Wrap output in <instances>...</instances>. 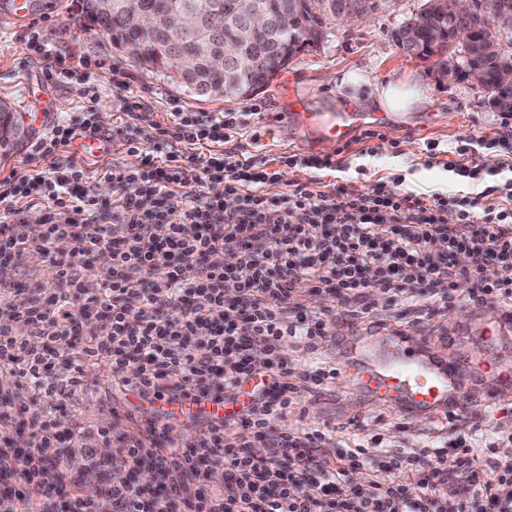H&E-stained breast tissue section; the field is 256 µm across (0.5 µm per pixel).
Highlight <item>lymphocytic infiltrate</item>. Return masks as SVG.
<instances>
[{
  "mask_svg": "<svg viewBox=\"0 0 512 512\" xmlns=\"http://www.w3.org/2000/svg\"><path fill=\"white\" fill-rule=\"evenodd\" d=\"M125 111L108 135L91 105L79 119L55 120L30 144V168L0 179V306L12 313L0 323V375L32 393L14 411L28 431L19 472L15 430L4 422L11 411L0 404V512H512V435L488 454L482 437L462 432L464 474L478 464L487 475L469 490L442 470L439 449H428L427 472L411 467L409 451L381 472L363 438L329 459L318 452L324 433L280 425L294 379L319 388L337 374L297 370L285 354L295 342L314 350L323 337L320 313L304 303L307 289L351 319L366 314L369 294L422 319L423 298L446 302L460 279L471 281L473 305L492 297L512 305V192L496 218L484 219L472 196L425 199L381 186L326 192L312 179L280 191L276 171L229 149L232 114L176 112L164 126L134 96ZM86 138L103 150L121 139L141 163H108L93 174L61 156V146ZM212 142L224 153L203 156ZM96 177L111 182V200L96 193ZM25 200L45 209L39 237L24 230ZM144 224L151 238L141 236ZM187 224L195 234H184ZM228 239L239 248L223 264L217 257ZM32 252L52 271L50 295L14 280ZM489 263L500 270L494 284L480 276ZM254 339L266 345L262 358L251 352ZM95 365L150 402H198L218 384L230 401L245 383L256 389L231 425H207L183 448L168 447L154 419L139 435L98 427L86 460L104 446L114 466L132 475L151 469L155 480H106L82 491L66 467L75 433L64 411ZM257 443L267 456L253 454ZM216 469L220 488L210 484ZM349 479L353 488L343 490Z\"/></svg>",
  "mask_w": 512,
  "mask_h": 512,
  "instance_id": "f902f5d3",
  "label": "lymphocytic infiltrate"
}]
</instances>
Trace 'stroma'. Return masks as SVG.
<instances>
[{"mask_svg":"<svg viewBox=\"0 0 512 512\" xmlns=\"http://www.w3.org/2000/svg\"><path fill=\"white\" fill-rule=\"evenodd\" d=\"M0 0V100L17 112H25L30 99L42 100L51 118L82 111L95 105L96 121L103 131H112L124 119L125 99L139 96L157 121L167 122L170 113L234 112L241 124L234 137L243 154L257 155L269 169L280 172L282 183L316 178L349 191L365 192L377 185L402 194H423L452 198L484 190L482 175L493 174L496 184L512 182V143L491 142V133L512 134V112H502L491 104L489 93L473 86L464 77H445L430 60L406 55L394 39L395 30L420 11L425 0H380V6L361 26L328 25L320 44L291 59L286 70L247 101L191 98L163 76L143 69L134 59L117 49L111 37L87 26L80 18L81 0H33V19L40 20V38L50 44L53 56L66 59L72 74L55 85H45L46 60L31 44V22H20ZM353 73L363 80L362 93L390 77L416 74L429 102L413 113L406 123L388 120L377 124L379 138L368 142L350 139L343 146L321 140L314 133L287 125L289 112H332L336 107L353 110L344 97L339 79ZM469 145L472 161L480 169L479 179L465 182L449 172L456 161L455 147ZM336 154L339 166L316 173L289 164L292 156ZM494 166H487V156ZM446 308L427 314L423 322L411 323L407 311L389 306L386 300L370 301L368 317L346 327L327 316L324 340L308 352L292 347L289 359L298 368L315 361L336 363L340 352L336 340L348 335L367 341L383 334H402L440 359L456 365L459 378L479 405L462 412L468 425L488 441H495L500 429L512 427V384L501 379L512 372V342L484 347L481 337L503 330L501 314L508 308L492 302L476 306L460 286L448 289ZM292 404L283 427L317 429L328 441L323 453L333 456L344 451L342 431L347 420L364 417L369 424L367 442H379L375 465L387 462L384 447L412 446L419 449L444 442L443 455L459 461L455 448L457 433L447 427L442 416L401 413L360 392L343 379L329 381L326 390L315 393L310 384L296 380ZM158 405L113 384L106 369H85L84 387L68 407L64 420L78 430L110 424L119 433L137 430L140 420L161 417Z\"/></svg>","mask_w":512,"mask_h":512,"instance_id":"1","label":"stroma"}]
</instances>
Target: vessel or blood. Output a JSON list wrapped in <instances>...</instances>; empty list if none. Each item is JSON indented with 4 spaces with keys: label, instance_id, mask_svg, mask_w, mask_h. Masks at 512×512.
<instances>
[{
    "label": "vessel or blood",
    "instance_id": "b4317fda",
    "mask_svg": "<svg viewBox=\"0 0 512 512\" xmlns=\"http://www.w3.org/2000/svg\"><path fill=\"white\" fill-rule=\"evenodd\" d=\"M289 120L314 128L328 141L342 143L370 120L359 112H292ZM368 365L358 369L348 364L341 377L366 388L386 403L403 410L432 414H449L474 406L475 401L457 381L455 365L446 363L426 350L417 349L399 340L386 339L362 351ZM177 412L183 416L201 415L210 421H221L232 414L223 398L186 402Z\"/></svg>",
    "mask_w": 512,
    "mask_h": 512
}]
</instances>
